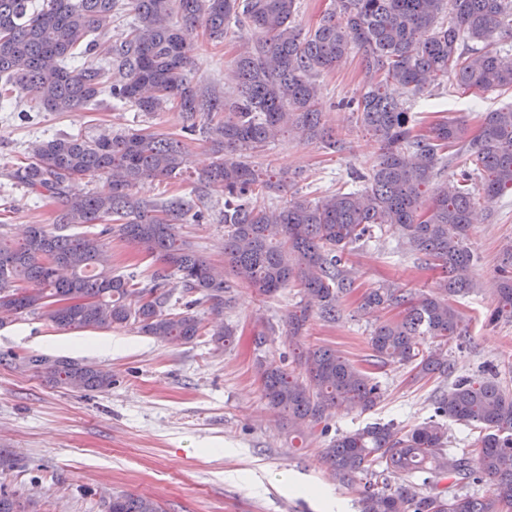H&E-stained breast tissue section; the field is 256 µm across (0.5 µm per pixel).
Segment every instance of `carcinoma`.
<instances>
[{
  "label": "carcinoma",
  "instance_id": "obj_1",
  "mask_svg": "<svg viewBox=\"0 0 512 512\" xmlns=\"http://www.w3.org/2000/svg\"><path fill=\"white\" fill-rule=\"evenodd\" d=\"M130 32L111 43L93 37L112 23L117 0H0V100L23 93L44 112H76L107 99L145 113L172 103L219 154L193 181L189 196L159 203L133 189L145 179H180L188 151L179 140L143 130L66 135L31 146L30 162L11 178L42 199L59 202L54 224H30L12 243L0 224V324L22 313L60 329L134 325L172 345L209 336L217 347L234 331L208 326L192 309L220 313L232 307L233 282L224 270L265 297L295 288L307 299L288 313V334L302 335L310 309L326 322L339 318L340 297L353 288L350 252L374 230L396 228L406 243L444 274L433 294L416 296L383 284L362 295L365 311L403 309L370 336L374 357L411 366L420 378H453L434 398V415L408 432L371 424L331 439L322 461L336 479L363 482L360 512H512V391L491 366L480 376H454L448 345L459 337L460 313L450 298L477 287L468 246L472 212L512 187V108L485 113L469 138L453 118L414 131L407 97L449 84L463 91L512 87L498 45L512 37V0H331L316 27L296 24L298 0H132ZM248 23L260 37L234 60L236 94L221 99L188 79L193 33L222 38ZM358 47L370 75L365 90L345 106L381 142V153L362 189L340 187L316 200L296 198L283 208L266 203L282 188L263 180L247 153L290 130L334 153L344 140L321 123L317 76ZM401 95L388 93V86ZM454 157L455 172L423 206L439 165ZM106 177L112 192L71 190L76 181ZM224 196V267L209 262L180 236L178 225L202 224L213 195ZM107 224L96 234L68 233L78 225ZM110 234L137 246L158 268L144 279L112 272ZM182 284L185 302L172 301L168 277ZM499 306L488 322L512 317V248L496 270ZM436 347L420 353L413 339ZM293 362L262 368V398L298 437L329 431L338 405L371 409L380 385L336 350H301ZM24 366L67 387L103 392L112 372L72 358L30 356ZM479 425L471 448L449 456L443 420ZM425 474L423 485L412 481ZM490 482L482 495L459 491ZM0 512H27L15 493L0 487ZM107 512H160L152 499L114 495Z\"/></svg>",
  "mask_w": 512,
  "mask_h": 512
}]
</instances>
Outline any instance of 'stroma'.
I'll list each match as a JSON object with an SVG mask.
<instances>
[{"instance_id":"1","label":"stroma","mask_w":512,"mask_h":512,"mask_svg":"<svg viewBox=\"0 0 512 512\" xmlns=\"http://www.w3.org/2000/svg\"><path fill=\"white\" fill-rule=\"evenodd\" d=\"M253 36L247 27L221 39L197 29L192 84L213 95H233V62ZM366 81L363 53L356 49L318 78L322 121L344 138L342 152L287 134L253 155V166L283 181L275 206L297 197L316 199L351 182L353 173H370L380 143L339 105ZM508 106L512 88L506 87L464 93L449 86L410 101L417 131L448 116L463 121L471 137L486 112ZM183 124L172 104L145 114L112 101L77 112H36L23 95L0 102V222L16 239L26 225L51 223L59 207L35 199L10 178L33 143L141 128L175 138ZM223 207V197L213 196L207 223L180 227L218 267L224 264V226L218 217ZM475 213L468 245L477 288L456 301L463 332L460 346L449 349L448 356L459 375L474 376L494 364L512 388V320L488 321L498 305L495 269L505 244L512 242V191L477 204ZM350 266L355 289L341 299L339 319L328 323L311 314L297 339L287 326L288 313L300 300L295 289L267 299L243 285L235 288L233 306L223 314L207 305L197 309L205 322L220 320L233 328V343L220 350L205 336L173 346L132 325L60 330L25 314L1 325L0 450L12 455L15 466L0 473V484L29 501L30 512H105L109 497L119 493L152 498L163 512H329L325 501L311 493L317 486L331 491L340 512H359L356 489L341 485L322 463L329 436L374 423L413 429L432 415L433 400L448 380L413 379L409 367L396 362L369 366L373 329L397 313L360 309L363 293L384 283L431 293L440 272L389 228L357 244ZM260 334L265 342L259 346ZM298 344L336 349L367 370L384 391L382 401L366 411L333 408L328 436L289 442L285 420L261 397L258 370L262 362L291 357ZM32 355L101 365L111 370L112 387L85 392L50 383L24 368Z\"/></svg>"}]
</instances>
